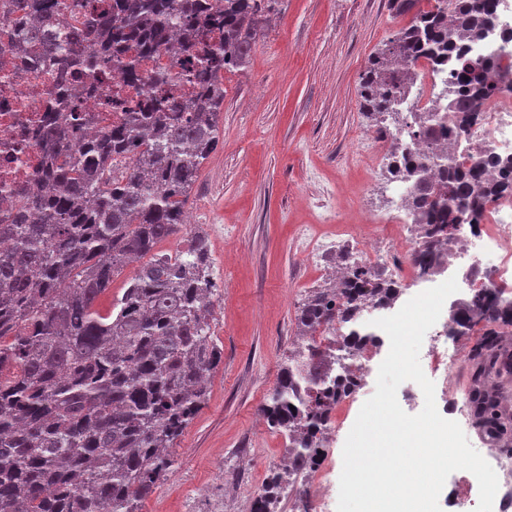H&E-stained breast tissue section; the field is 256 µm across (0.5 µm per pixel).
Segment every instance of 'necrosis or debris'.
<instances>
[{"instance_id": "necrosis-or-debris-1", "label": "necrosis or debris", "mask_w": 512, "mask_h": 512, "mask_svg": "<svg viewBox=\"0 0 512 512\" xmlns=\"http://www.w3.org/2000/svg\"><path fill=\"white\" fill-rule=\"evenodd\" d=\"M16 4L17 0H0V217L22 196L37 193L42 185L40 137L48 100L36 95L35 90L59 75L56 57L36 61L20 48L15 35L19 16ZM202 48V43L193 39L158 48L148 55L142 69L149 75L159 70L177 71ZM68 80L69 93L78 95L83 111L95 117L93 125L85 129L89 135L114 121L113 113L101 106L104 99L120 93L142 103L149 97L146 86L129 83L125 70L115 64L96 91L82 92V85L88 82L84 75L72 73ZM458 143L454 167H470L473 157L485 156L489 159L485 178L496 179L498 167L492 164V157L512 159V93L500 91L484 99L478 124L460 131ZM423 245V238L412 233L393 239L356 237L350 244L348 260L378 265L387 280L402 289L409 278L419 277L420 271L404 268L400 258L414 255ZM459 272L464 275L465 286L449 297L452 309L475 293L486 289L503 292L512 286L511 195H488L474 222L458 226L437 274L448 278ZM462 412L468 428L478 433L479 453L497 474L498 508L500 512H512V459L494 455L495 434L481 427L471 406H464ZM326 485V473L308 470L292 496L293 505L300 512H329L331 500Z\"/></svg>"}]
</instances>
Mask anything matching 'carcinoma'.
Instances as JSON below:
<instances>
[{"label":"carcinoma","instance_id":"cac0c4a2","mask_svg":"<svg viewBox=\"0 0 512 512\" xmlns=\"http://www.w3.org/2000/svg\"><path fill=\"white\" fill-rule=\"evenodd\" d=\"M196 2L112 0V9L73 30L61 51L62 70L84 74L101 71L112 44L139 32L151 49L195 31L208 41L191 69L151 80L195 82L188 103L159 95L136 111L117 102L121 122L62 162L64 133L45 121V188L0 223V240L9 243L0 248V512H139L173 468L170 448L204 403L205 379L221 361L206 237L194 234L173 258L156 249L182 229L190 190L219 145L224 73L248 63L278 0H222L203 16ZM390 2L413 19L369 59L359 83L361 106L380 135L384 117L400 116L394 101L421 56L445 62L454 40H482L497 20L498 0H455L451 16L448 0H435L429 11L419 0ZM62 5L22 0L19 10L39 17L24 26L23 42L40 52L58 49L44 21ZM454 64L462 88L448 86V110L468 124L497 87L484 83L482 65L465 53ZM447 119L436 106L416 113L429 152L404 153L402 168L397 150L389 154L392 171L412 181V223L431 243L414 256L425 273L439 267L444 242L477 216L484 199L483 160L466 171L448 166L441 182L427 175L431 163L446 160L439 151ZM147 255L111 311L100 314L97 300L112 279ZM389 301L382 271L361 265L299 305L297 326L307 340L283 364L264 408L288 440V465L270 469L273 494L253 501L251 512H278L280 489L317 463L331 413L349 388L348 379L330 376L326 358L336 353L337 366L350 371L346 361L377 340L364 330L362 313ZM479 324L485 332L475 357L495 359L500 329L512 326V300L478 293L452 314L448 335L467 336ZM470 401L494 428L509 430L497 421L492 395L476 390Z\"/></svg>","mask_w":512,"mask_h":512}]
</instances>
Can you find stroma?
<instances>
[{
    "label": "stroma",
    "mask_w": 512,
    "mask_h": 512,
    "mask_svg": "<svg viewBox=\"0 0 512 512\" xmlns=\"http://www.w3.org/2000/svg\"><path fill=\"white\" fill-rule=\"evenodd\" d=\"M410 22L389 0H279L246 67L225 73L220 143L186 204L193 227L159 246L183 249L192 231L205 235L222 359L175 442L173 469L140 512H247L253 488L284 457L286 438L262 408L293 347L297 307L331 264L303 259L297 234L304 225L315 238L346 226L396 234L392 221H366L399 212L356 142L375 134L358 88L369 58ZM373 147L384 155L389 145Z\"/></svg>",
    "instance_id": "obj_1"
}]
</instances>
